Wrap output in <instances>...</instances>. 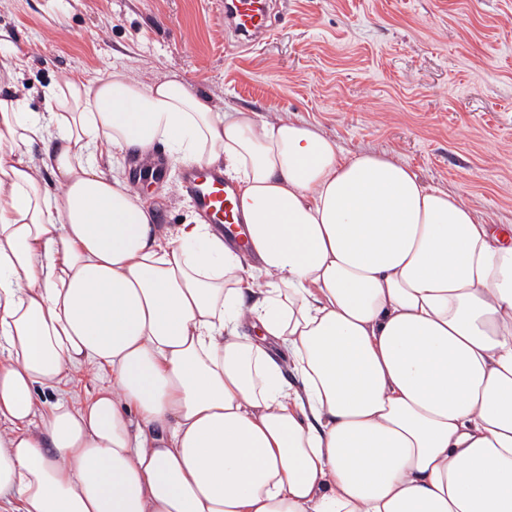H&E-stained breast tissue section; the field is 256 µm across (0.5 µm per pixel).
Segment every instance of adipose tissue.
I'll list each match as a JSON object with an SVG mask.
<instances>
[{"mask_svg": "<svg viewBox=\"0 0 512 512\" xmlns=\"http://www.w3.org/2000/svg\"><path fill=\"white\" fill-rule=\"evenodd\" d=\"M49 94L0 98L15 512H512V225L306 123L215 111L176 74ZM159 144L223 163L247 249L155 224L111 163ZM88 363L108 385L38 401Z\"/></svg>", "mask_w": 512, "mask_h": 512, "instance_id": "1", "label": "adipose tissue"}]
</instances>
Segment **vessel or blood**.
<instances>
[{"label":"vessel or blood","instance_id":"obj_1","mask_svg":"<svg viewBox=\"0 0 512 512\" xmlns=\"http://www.w3.org/2000/svg\"><path fill=\"white\" fill-rule=\"evenodd\" d=\"M224 32L230 43L250 44L271 33L268 0H224ZM181 187L194 205L199 223L245 245V222L236 208L235 188L223 168L206 164L185 165Z\"/></svg>","mask_w":512,"mask_h":512}]
</instances>
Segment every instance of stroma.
<instances>
[{
    "label": "stroma",
    "mask_w": 512,
    "mask_h": 512,
    "mask_svg": "<svg viewBox=\"0 0 512 512\" xmlns=\"http://www.w3.org/2000/svg\"><path fill=\"white\" fill-rule=\"evenodd\" d=\"M272 33L230 52L215 0H0V96L43 112L63 73L125 68L183 76L216 111L301 121L346 150L390 156L512 225V0H273ZM161 227L192 219L182 168L136 176L149 154L115 155ZM87 364L52 402L108 385Z\"/></svg>",
    "instance_id": "1"
}]
</instances>
